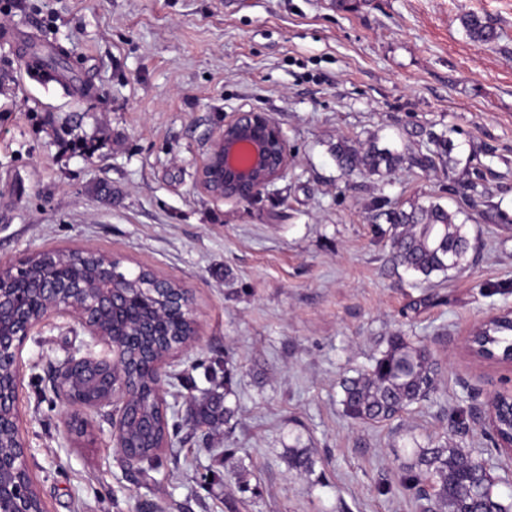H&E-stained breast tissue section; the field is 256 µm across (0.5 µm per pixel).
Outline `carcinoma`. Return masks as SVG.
<instances>
[{
  "instance_id": "carcinoma-1",
  "label": "carcinoma",
  "mask_w": 512,
  "mask_h": 512,
  "mask_svg": "<svg viewBox=\"0 0 512 512\" xmlns=\"http://www.w3.org/2000/svg\"><path fill=\"white\" fill-rule=\"evenodd\" d=\"M464 25L475 42L488 44L498 38L497 31L475 13L464 18ZM334 157L337 167L345 174L352 169L368 173H377L383 168L392 170L405 161L423 170L435 166L432 154L405 158L374 143L356 150L341 141L336 144ZM456 218L457 213L437 203L417 204L408 212L388 213L390 239L398 264L425 281L434 273L463 269L471 242ZM55 260L69 267L73 275L88 278L96 257L59 251ZM46 269L42 259L34 258L23 269L21 277L35 281ZM159 332L158 336L143 337L139 362H146L155 350L171 341L190 337L192 328L184 320L170 319L160 325ZM478 336V345L484 352L500 356L512 353L511 318L502 316L485 325ZM437 376V363L425 346L415 345L403 336H392L369 369L343 382V413L362 423L390 421L411 405L429 398L436 389ZM133 382L140 393L128 402V412L151 415L153 427L148 431L130 427L122 439L151 467L158 459L155 454L158 445L169 434V419L153 410L152 378L139 371L133 376ZM232 415L233 411L222 404V397L216 392L195 403L194 417L202 425L226 422ZM498 424L500 434L512 432V401L507 398L500 406ZM288 465L305 471L311 469L312 459L307 449L296 446L288 449ZM402 474L404 484L417 496L432 491L438 512H512V500L498 494L497 483L483 470L480 458L458 447L450 448L445 443H429L425 447L418 444L411 450V459L404 464Z\"/></svg>"
}]
</instances>
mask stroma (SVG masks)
<instances>
[{
  "label": "stroma",
  "instance_id": "1",
  "mask_svg": "<svg viewBox=\"0 0 512 512\" xmlns=\"http://www.w3.org/2000/svg\"><path fill=\"white\" fill-rule=\"evenodd\" d=\"M471 13L495 42L469 37ZM2 29L27 39L0 38V268L112 253L188 288L199 325L163 385L181 431L146 476L121 461L110 409L89 414L94 440L67 436L52 374L91 348L84 329L54 316L27 338L19 409L47 512H430L400 465L431 439L496 453L512 497V456L477 419L512 392V366L463 348L512 309V0H9ZM38 48L62 51L61 86L26 76ZM238 112L269 115L291 161L255 197L220 201L197 173ZM434 135L448 153L427 170L344 175L333 155L345 140L411 156ZM429 201L472 247L425 283L393 261L385 214ZM397 333L428 347L437 387L354 422L340 383ZM227 386L233 418L194 425V399ZM295 445L310 471L289 467Z\"/></svg>",
  "mask_w": 512,
  "mask_h": 512
}]
</instances>
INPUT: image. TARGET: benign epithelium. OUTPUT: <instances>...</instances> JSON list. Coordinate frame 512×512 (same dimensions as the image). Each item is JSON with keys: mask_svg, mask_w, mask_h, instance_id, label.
Returning a JSON list of instances; mask_svg holds the SVG:
<instances>
[{"mask_svg": "<svg viewBox=\"0 0 512 512\" xmlns=\"http://www.w3.org/2000/svg\"><path fill=\"white\" fill-rule=\"evenodd\" d=\"M286 138L280 127L263 112H239L224 122L212 138L206 156L199 167L198 184L216 200H247L281 178L290 164ZM93 283L54 274L40 278L31 290L22 292L0 287V374L13 376L11 389L0 394V434L7 430L23 437L18 406L20 354L31 332L52 315H66L77 322L91 338L106 349L102 356H71L54 371V388L67 406L66 428L84 420L91 410L112 407V427L115 447L124 462L135 464L129 452L123 450L122 428L124 407L138 393L128 378V351L139 333L123 326L112 332L99 327L104 313L118 312L127 320L139 321L141 301L132 293L131 280L119 264L120 257L97 254ZM152 278L158 291L166 294L193 328L192 340L176 343L161 352L144 370L163 379L164 367L188 352L198 341L196 309L190 291L173 288L169 279L156 273ZM495 396H490L480 412L484 429L498 431ZM10 479L0 480V512H47L44 502L31 506L32 493L37 487L28 473L27 446L17 454L0 453V474Z\"/></svg>", "mask_w": 512, "mask_h": 512, "instance_id": "obj_1", "label": "benign epithelium"}]
</instances>
